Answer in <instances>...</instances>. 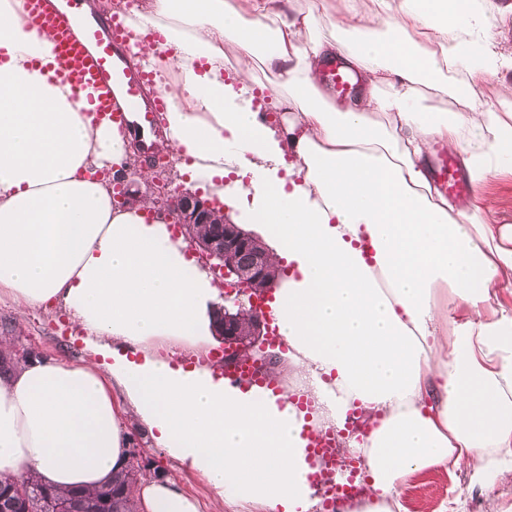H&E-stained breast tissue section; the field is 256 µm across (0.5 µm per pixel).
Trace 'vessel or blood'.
Wrapping results in <instances>:
<instances>
[{"label":"vessel or blood","mask_w":512,"mask_h":512,"mask_svg":"<svg viewBox=\"0 0 512 512\" xmlns=\"http://www.w3.org/2000/svg\"><path fill=\"white\" fill-rule=\"evenodd\" d=\"M33 25L49 31L53 38V53L60 66V74L76 91L87 94L97 119L109 120L119 131L130 132L128 113L137 111L141 120L152 123L154 116L166 104L163 96H155L141 103L144 89L152 74L147 70L124 68L123 84L114 87L111 72L129 49V28L126 21L115 15H104L97 28L75 31L66 13L53 8L50 0H24ZM327 81L338 95H347L352 88V77L342 62H334L326 72ZM434 176L441 189L455 196H467L472 186L464 180L455 159L442 155Z\"/></svg>","instance_id":"1"}]
</instances>
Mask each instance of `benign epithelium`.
<instances>
[{"instance_id":"7a95c632","label":"benign epithelium","mask_w":512,"mask_h":512,"mask_svg":"<svg viewBox=\"0 0 512 512\" xmlns=\"http://www.w3.org/2000/svg\"><path fill=\"white\" fill-rule=\"evenodd\" d=\"M166 174L157 172L149 184L154 204L171 212L174 222L185 235L196 224H211L213 229L202 239H191L199 258L204 260L217 279L224 283V305L218 307L214 335L224 341V364L241 358L256 361L259 368L272 358L267 351V324L254 300L266 297L274 287L268 277L272 263L262 239L239 225L224 220L215 225L214 204L197 193L169 189ZM242 252L251 254L244 265L239 262ZM25 512H75L73 502L46 494L39 501H29Z\"/></svg>"}]
</instances>
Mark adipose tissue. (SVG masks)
Returning <instances> with one entry per match:
<instances>
[{
    "mask_svg": "<svg viewBox=\"0 0 512 512\" xmlns=\"http://www.w3.org/2000/svg\"><path fill=\"white\" fill-rule=\"evenodd\" d=\"M295 2L286 15L278 0H144L129 21L190 182L223 196L224 161L240 160L233 196L293 266L270 304L295 379L277 392L162 356L212 344L219 289L147 219L150 201L114 207L97 172L121 171L125 136L57 75L22 0H0V303L67 309L85 351L0 374V476L102 489L128 464L133 417L216 507L310 512V435L359 409L374 421L349 440L366 512H397L432 467L512 480V314L494 305L512 288V226L490 223L488 203L455 207L425 163L442 143L477 188L512 168V85L494 110L475 93L512 58L469 0H342L327 29L316 0ZM228 44L242 69L274 72L281 131L252 110V81H225ZM338 55L360 79L342 103L319 81ZM430 90L455 108L435 110ZM299 382L314 411L294 401ZM132 494L140 512H204L170 478Z\"/></svg>",
    "mask_w": 512,
    "mask_h": 512,
    "instance_id": "ef3b65f1",
    "label": "adipose tissue"
}]
</instances>
